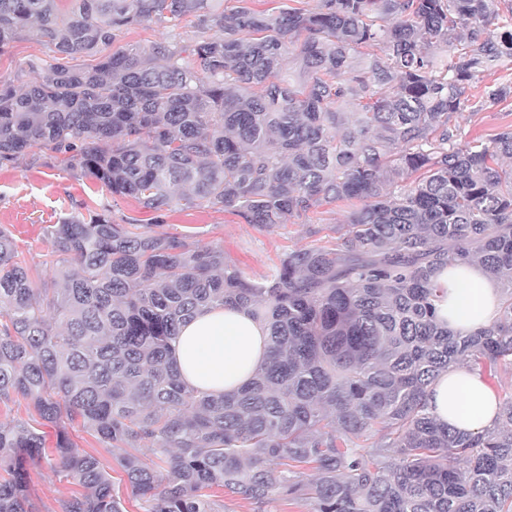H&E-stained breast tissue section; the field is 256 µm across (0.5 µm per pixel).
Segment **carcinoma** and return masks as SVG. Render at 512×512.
<instances>
[{
	"instance_id": "1",
	"label": "carcinoma",
	"mask_w": 512,
	"mask_h": 512,
	"mask_svg": "<svg viewBox=\"0 0 512 512\" xmlns=\"http://www.w3.org/2000/svg\"><path fill=\"white\" fill-rule=\"evenodd\" d=\"M58 2L0 0V53L34 29L54 53L25 89L0 81V165L49 147L154 212L200 202L272 227L341 202L349 222L255 280L220 246L74 210L46 228L61 255L49 285L0 227V403L29 414L0 421V512H33L43 461L82 488L60 512H127L67 422L112 447L143 512H222L224 492L258 512L275 493L313 512H512V384L485 433L437 423L427 402L453 365L512 374V128L465 142L448 128L480 74L512 70V0L277 15L247 0ZM150 25L169 37L74 64ZM511 98L502 82L470 109ZM453 261L500 284L497 319L473 334L435 321ZM226 305L266 324L269 358L236 394L200 393L170 349Z\"/></svg>"
}]
</instances>
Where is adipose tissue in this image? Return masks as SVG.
Segmentation results:
<instances>
[{"instance_id":"1","label":"adipose tissue","mask_w":512,"mask_h":512,"mask_svg":"<svg viewBox=\"0 0 512 512\" xmlns=\"http://www.w3.org/2000/svg\"><path fill=\"white\" fill-rule=\"evenodd\" d=\"M446 294L436 319L457 333L489 327L498 315L500 294L484 268L456 263L437 274ZM266 326L247 309H206L185 323L173 344L174 363L186 385L207 393H231L246 384L268 355ZM437 421L464 432L493 428L498 400L476 367L456 366L442 372L429 392Z\"/></svg>"}]
</instances>
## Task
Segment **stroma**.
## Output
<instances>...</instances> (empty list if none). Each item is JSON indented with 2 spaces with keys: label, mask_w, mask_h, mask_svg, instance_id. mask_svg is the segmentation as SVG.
Masks as SVG:
<instances>
[{
  "label": "stroma",
  "mask_w": 512,
  "mask_h": 512,
  "mask_svg": "<svg viewBox=\"0 0 512 512\" xmlns=\"http://www.w3.org/2000/svg\"><path fill=\"white\" fill-rule=\"evenodd\" d=\"M51 57L46 42L36 33H27L0 55V81L10 80L15 86H24L35 77L33 65L45 63ZM508 124L512 125V104H500L478 113L466 110L455 114L451 128L459 140L469 141L479 136L490 138ZM77 204L110 209L113 219L120 224L134 221L144 227L153 218L152 211L142 208L136 200L112 196L91 175L64 170L50 149L33 150L0 167V226L11 230L19 258L33 279L43 281L52 276L54 258L45 230ZM347 214V207L339 202L266 228L244 224L232 214L196 205L166 212L160 230L189 237L202 245L223 247L227 262L257 279L289 250L312 244L318 237L334 241ZM315 228L320 231L316 237L311 234ZM31 477V501L36 512H58L60 500L78 490L77 485L46 463L32 469Z\"/></svg>",
  "instance_id": "35a3bbf8"
}]
</instances>
